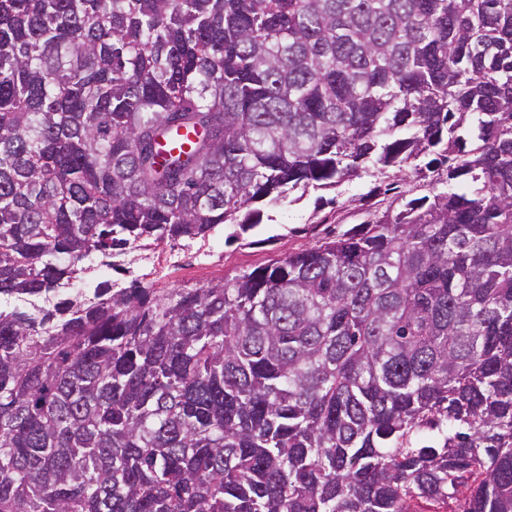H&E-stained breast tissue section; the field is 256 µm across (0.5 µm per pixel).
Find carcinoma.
<instances>
[{
    "instance_id": "1",
    "label": "carcinoma",
    "mask_w": 512,
    "mask_h": 512,
    "mask_svg": "<svg viewBox=\"0 0 512 512\" xmlns=\"http://www.w3.org/2000/svg\"><path fill=\"white\" fill-rule=\"evenodd\" d=\"M432 153L230 282L0 310V512H512V0H0V296Z\"/></svg>"
}]
</instances>
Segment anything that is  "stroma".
Wrapping results in <instances>:
<instances>
[{"instance_id": "1", "label": "stroma", "mask_w": 512, "mask_h": 512, "mask_svg": "<svg viewBox=\"0 0 512 512\" xmlns=\"http://www.w3.org/2000/svg\"><path fill=\"white\" fill-rule=\"evenodd\" d=\"M393 170L362 175L330 189L291 192L283 203L264 209L261 224L238 233L222 224L206 238L193 241H145L114 256L104 265L100 256L61 289L75 298L96 283L111 281L126 288H201L229 281L287 254L312 248L337 233L384 211L388 199L381 188L395 182Z\"/></svg>"}]
</instances>
